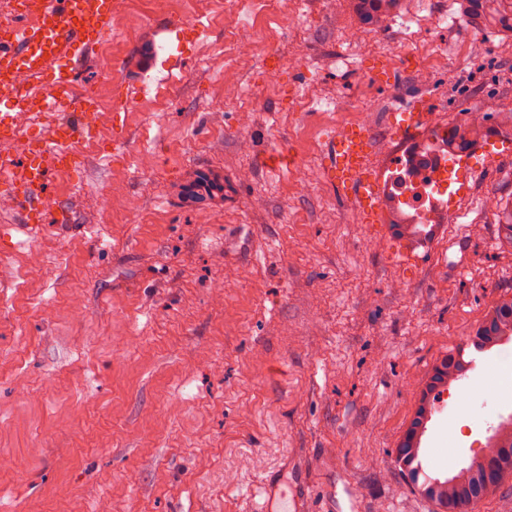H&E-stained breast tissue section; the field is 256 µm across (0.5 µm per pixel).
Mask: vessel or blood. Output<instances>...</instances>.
<instances>
[{"instance_id": "1", "label": "vessel or blood", "mask_w": 512, "mask_h": 512, "mask_svg": "<svg viewBox=\"0 0 512 512\" xmlns=\"http://www.w3.org/2000/svg\"><path fill=\"white\" fill-rule=\"evenodd\" d=\"M112 0H0V133L12 131L14 112L28 97L12 82L17 73L46 78L41 110L66 121L20 154L0 156V193L12 200L24 220L46 217L53 206L52 175L69 170L77 145L96 138V107L90 95L77 89L73 64L81 52L97 46L108 33ZM402 133H427V114L416 105L402 109ZM377 143L363 126L346 127L322 141V171L338 194L349 200L366 223L381 221V185L374 173ZM469 166L461 164L448 182V203L456 205L471 188ZM262 504L256 512H304L299 497H285L270 484L259 488Z\"/></svg>"}]
</instances>
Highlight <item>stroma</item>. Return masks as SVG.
<instances>
[{
    "label": "stroma",
    "mask_w": 512,
    "mask_h": 512,
    "mask_svg": "<svg viewBox=\"0 0 512 512\" xmlns=\"http://www.w3.org/2000/svg\"><path fill=\"white\" fill-rule=\"evenodd\" d=\"M450 25L428 44L459 57L458 79L417 81L422 52L390 22L352 48L349 0H177L197 35L162 33L140 8L109 22L120 72L81 56L80 85L114 109L121 86L152 92L53 176L54 216L19 225L0 211V512H242L261 481L307 485L309 512H437L396 448L432 367L463 351L472 368L441 397L422 443L466 466L512 417V342L483 354L468 338L512 297V245L496 214L453 225L448 251L399 236L390 214L360 223L324 181L323 137L345 97L374 114L379 147L403 143L395 109L456 124L484 113L485 140L512 133V36L438 0ZM253 44L250 60L226 46ZM386 54L395 82L372 73ZM233 74L237 95L224 91ZM275 153L291 163L271 171ZM476 165L466 203L512 205V150ZM224 176V198L182 204L194 172ZM111 200L102 209V197ZM141 209L131 215L127 198ZM411 262L397 270L395 258Z\"/></svg>",
    "instance_id": "35a3bbf8"
}]
</instances>
